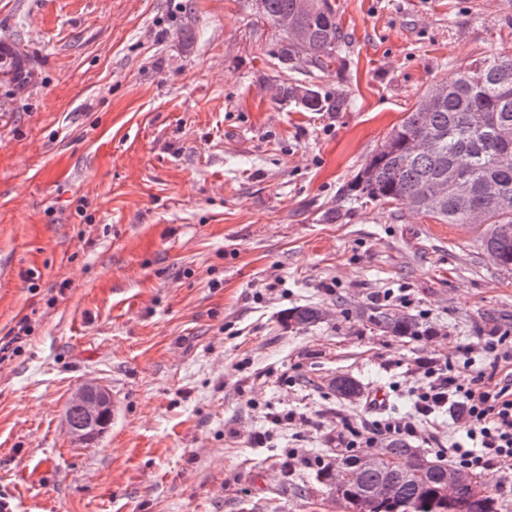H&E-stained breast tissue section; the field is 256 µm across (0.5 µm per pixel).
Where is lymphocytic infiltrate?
I'll use <instances>...</instances> for the list:
<instances>
[{"mask_svg": "<svg viewBox=\"0 0 512 512\" xmlns=\"http://www.w3.org/2000/svg\"><path fill=\"white\" fill-rule=\"evenodd\" d=\"M424 377L423 386L412 391L413 421L391 417L363 429L349 428L347 447L369 448L382 439L415 435L417 423L438 411L459 408L468 442L448 444L458 464L470 470H485L494 461L512 458V373L494 381L479 369L469 383L462 384L453 375L451 364L429 360Z\"/></svg>", "mask_w": 512, "mask_h": 512, "instance_id": "obj_1", "label": "lymphocytic infiltrate"}]
</instances>
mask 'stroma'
Masks as SVG:
<instances>
[{"label":"stroma","mask_w":512,"mask_h":512,"mask_svg":"<svg viewBox=\"0 0 512 512\" xmlns=\"http://www.w3.org/2000/svg\"><path fill=\"white\" fill-rule=\"evenodd\" d=\"M331 4L319 71L282 66L247 0H0V336L32 324L0 363L19 512H344L311 459L409 418L423 362L469 378L463 348L512 330L482 225L343 198L430 83L512 53V0ZM380 304L431 335L372 329ZM305 305L323 320L288 325ZM90 380L119 409L84 444L65 410Z\"/></svg>","instance_id":"obj_1"}]
</instances>
